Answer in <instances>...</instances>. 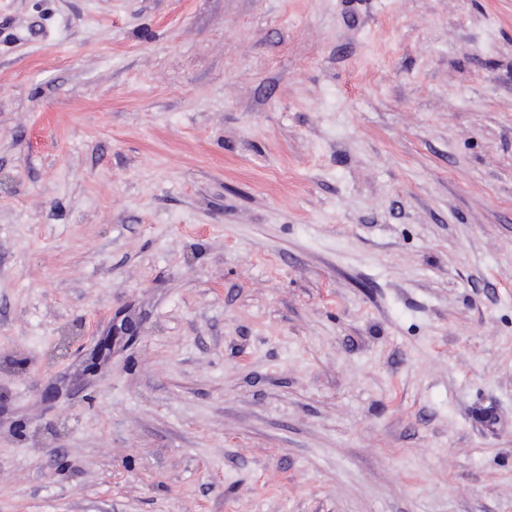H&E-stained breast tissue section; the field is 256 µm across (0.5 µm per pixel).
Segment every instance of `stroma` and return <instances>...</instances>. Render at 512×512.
I'll use <instances>...</instances> for the list:
<instances>
[{
  "instance_id": "35a3bbf8",
  "label": "stroma",
  "mask_w": 512,
  "mask_h": 512,
  "mask_svg": "<svg viewBox=\"0 0 512 512\" xmlns=\"http://www.w3.org/2000/svg\"><path fill=\"white\" fill-rule=\"evenodd\" d=\"M0 512H512V0H0Z\"/></svg>"
}]
</instances>
